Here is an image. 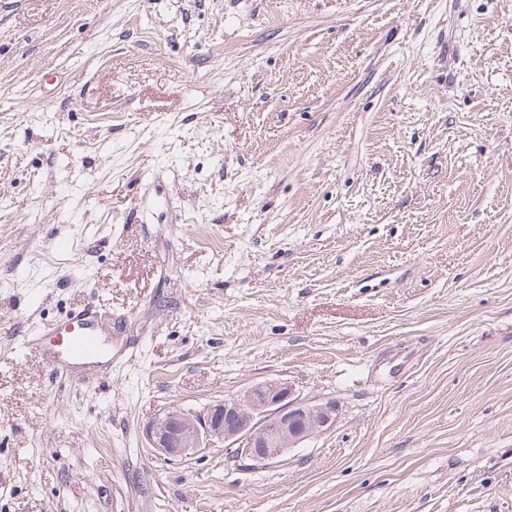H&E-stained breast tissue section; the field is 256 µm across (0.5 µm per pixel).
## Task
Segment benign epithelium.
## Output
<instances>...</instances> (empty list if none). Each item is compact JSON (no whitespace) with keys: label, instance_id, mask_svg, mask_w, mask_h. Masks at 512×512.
Here are the masks:
<instances>
[{"label":"benign epithelium","instance_id":"1","mask_svg":"<svg viewBox=\"0 0 512 512\" xmlns=\"http://www.w3.org/2000/svg\"><path fill=\"white\" fill-rule=\"evenodd\" d=\"M335 422L334 402L303 397L291 384L270 380L201 412L171 410L153 420L146 435L155 455L165 460L184 459L224 442L237 455L266 463Z\"/></svg>","mask_w":512,"mask_h":512}]
</instances>
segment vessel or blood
<instances>
[{
  "label": "vessel or blood",
  "mask_w": 512,
  "mask_h": 512,
  "mask_svg": "<svg viewBox=\"0 0 512 512\" xmlns=\"http://www.w3.org/2000/svg\"><path fill=\"white\" fill-rule=\"evenodd\" d=\"M104 311L82 310L45 326L41 355L50 371L68 374L75 366L110 358L112 347L105 339Z\"/></svg>",
  "instance_id": "b4317fda"
}]
</instances>
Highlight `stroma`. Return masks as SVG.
Here are the masks:
<instances>
[{"label": "stroma", "instance_id": "35a3bbf8", "mask_svg": "<svg viewBox=\"0 0 512 512\" xmlns=\"http://www.w3.org/2000/svg\"><path fill=\"white\" fill-rule=\"evenodd\" d=\"M265 380L335 424L151 453ZM0 512H512V0H0ZM106 311L82 310L45 326L39 334L41 355L56 376L68 374L76 365L99 363L112 357V345L104 336ZM49 336V340L45 341Z\"/></svg>", "mask_w": 512, "mask_h": 512}]
</instances>
